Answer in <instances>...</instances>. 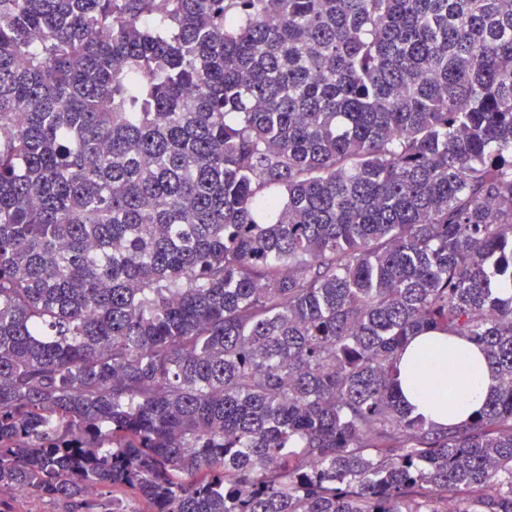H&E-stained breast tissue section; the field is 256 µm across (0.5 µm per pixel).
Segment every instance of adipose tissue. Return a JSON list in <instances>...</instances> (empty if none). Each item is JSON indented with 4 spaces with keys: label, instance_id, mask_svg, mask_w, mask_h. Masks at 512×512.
Listing matches in <instances>:
<instances>
[{
    "label": "adipose tissue",
    "instance_id": "adipose-tissue-1",
    "mask_svg": "<svg viewBox=\"0 0 512 512\" xmlns=\"http://www.w3.org/2000/svg\"><path fill=\"white\" fill-rule=\"evenodd\" d=\"M398 368L403 398L414 414L441 427L469 420L497 385L481 348L450 334L416 337Z\"/></svg>",
    "mask_w": 512,
    "mask_h": 512
}]
</instances>
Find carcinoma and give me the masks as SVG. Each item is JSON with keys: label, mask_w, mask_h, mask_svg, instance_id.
<instances>
[{"label": "carcinoma", "mask_w": 512, "mask_h": 512, "mask_svg": "<svg viewBox=\"0 0 512 512\" xmlns=\"http://www.w3.org/2000/svg\"><path fill=\"white\" fill-rule=\"evenodd\" d=\"M498 380L437 428L411 338ZM512 512V0H0V512ZM434 347L437 357L419 365L422 352ZM400 388L413 413L441 427L470 419L497 385L481 348L462 336L433 333L417 336L398 362ZM448 388L455 397L448 410ZM446 391V402L438 392ZM5 499L11 500L18 512H65L67 506L62 502H53L48 500H37L30 498H20L17 495L5 493Z\"/></svg>", "instance_id": "carcinoma-1"}]
</instances>
